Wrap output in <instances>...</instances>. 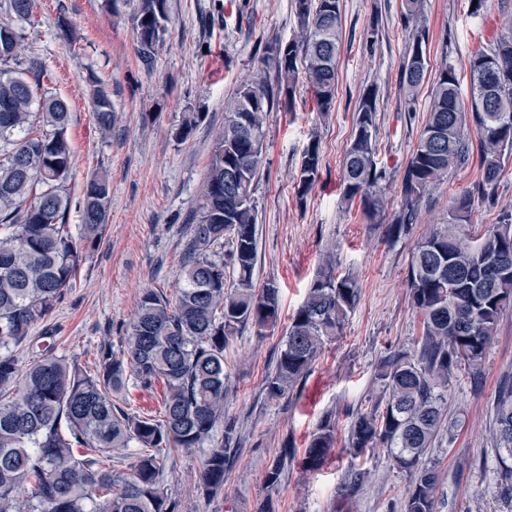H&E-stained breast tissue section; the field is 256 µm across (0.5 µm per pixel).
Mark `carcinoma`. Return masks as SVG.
I'll return each mask as SVG.
<instances>
[{
	"mask_svg": "<svg viewBox=\"0 0 512 512\" xmlns=\"http://www.w3.org/2000/svg\"><path fill=\"white\" fill-rule=\"evenodd\" d=\"M19 20L36 0H8ZM298 33L260 59L254 75L224 103V128L215 137L192 227L184 284L173 298L148 289L129 324L125 349L100 348L94 374L56 353L55 331L30 335L45 321L81 265L85 248L107 226L110 181L103 172L86 182L76 205L80 231L67 223L66 183L73 155L66 132V101L43 90L35 65L0 70V512H179L165 489L163 450H204L198 490L224 489V467L238 445L234 419L224 414L229 381L224 353L250 325L260 335L275 328L279 289L256 288L257 207L254 182L266 152L264 125L274 107L292 102L304 73L320 112L333 108L341 45V0H294ZM423 0H402L410 28L401 63L403 85L414 94L425 82L428 34L420 23ZM137 52L151 64L169 22L168 0H134ZM22 34L0 24V65L18 62ZM275 79H270L269 72ZM468 91L448 62L431 82L427 121L403 172L398 208L383 200L386 169L377 156V96L367 88L356 105L353 136L342 164V198L359 202L365 216L386 225L396 241L413 232L418 205L448 168L478 157L481 182L448 202V223L414 243L406 278L422 335L409 349L388 353L374 368L376 394L353 418L347 450L358 458L385 448L393 466L410 478L402 512H435L440 483L430 448L459 421L448 416V390L458 373L480 372L500 318L512 307V213L487 225L476 241L468 233L475 198L494 188L504 157L512 154V36L501 37L467 59ZM487 97L490 112L471 102ZM38 111H32V107ZM92 111L98 128L112 129V99L97 87ZM478 149H473L472 135ZM322 165L311 137L302 155L297 194L304 197ZM239 167L236 190H224L227 169ZM359 298L355 277L340 276L327 258L282 337L269 398L293 390L324 345L342 334ZM27 346L22 367L14 348ZM163 384V419L132 414L117 400L129 383ZM494 440L501 479L512 483V378L493 399ZM224 425L222 438L215 432ZM331 418L320 422L303 464L317 471L334 448ZM136 445L129 472L103 466L112 448ZM283 449L265 472L275 487L288 466Z\"/></svg>",
	"mask_w": 512,
	"mask_h": 512,
	"instance_id": "cac0c4a2",
	"label": "carcinoma"
}]
</instances>
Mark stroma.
Instances as JSON below:
<instances>
[{
	"mask_svg": "<svg viewBox=\"0 0 512 512\" xmlns=\"http://www.w3.org/2000/svg\"><path fill=\"white\" fill-rule=\"evenodd\" d=\"M170 22L145 66L136 49L133 8L127 0H38L23 22L21 66L36 65L44 86L69 105L73 167L67 182L79 200L85 182L107 172L111 194L106 230L89 248L74 280L47 324L57 352L93 367L101 346L125 347L129 324L144 289L174 296L190 224L198 206L213 140L224 126V102L255 72L262 56L297 33L292 0H168ZM402 0H342V48L331 112L320 113L305 78H298L291 107L272 112L266 152L254 198L258 210L255 283H276L281 319L257 335L242 329L226 350L229 374L224 409L237 422L241 443L214 498L197 491L203 452L175 451L165 476L181 512H400L408 475L376 448L360 461L345 452L350 423L364 409L377 362L412 346L422 331L406 285L416 237L448 221V200L475 190L477 161L441 175L425 194L411 237L387 242L359 204L342 200V161L364 89L377 92L378 159L389 174L384 202L395 208L405 165L427 120L430 87L408 97L401 63L408 34ZM77 32L69 44L58 27ZM430 66L463 67L480 46L512 33V0H489L473 15L471 0H424ZM105 88L114 108L112 131L101 134L91 91ZM195 125L185 140L175 132ZM317 137L322 166L305 198L297 196L303 149ZM512 211V160L488 201L476 202L472 236ZM339 273L353 274L359 300L343 333L326 344L293 391L268 398L265 381L275 370L278 344L290 317L327 257ZM512 376V309L500 319L478 377L459 374L448 392V414L463 425L429 456L441 473L436 512H512V489L497 474L492 400ZM336 443L321 470L304 469V450L324 418ZM295 454L280 483L268 487L265 471L281 448ZM365 471L354 480L353 469Z\"/></svg>",
	"mask_w": 512,
	"mask_h": 512,
	"instance_id": "obj_1",
	"label": "stroma"
}]
</instances>
